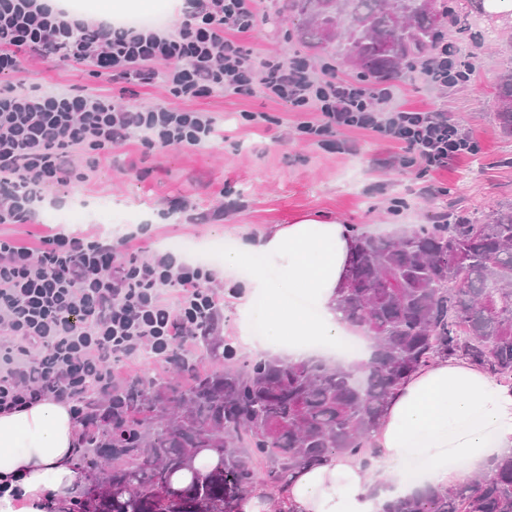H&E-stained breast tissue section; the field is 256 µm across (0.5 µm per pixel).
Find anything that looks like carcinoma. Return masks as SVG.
<instances>
[{
    "instance_id": "obj_1",
    "label": "carcinoma",
    "mask_w": 512,
    "mask_h": 512,
    "mask_svg": "<svg viewBox=\"0 0 512 512\" xmlns=\"http://www.w3.org/2000/svg\"><path fill=\"white\" fill-rule=\"evenodd\" d=\"M483 0H285L304 47L336 50L373 92L412 70L445 30ZM495 119L512 134V66L498 76ZM339 304L372 342L362 367L319 358H248L228 342L224 366L185 358L179 384L137 376L110 399L88 397L86 453L105 459L85 512H240L257 486L276 493L295 474L340 456L369 463L371 430L407 377L439 357L461 358L512 387V205L454 224H419L396 238L351 226ZM202 453L210 468L195 467ZM383 512H512V455L446 491L425 489Z\"/></svg>"
}]
</instances>
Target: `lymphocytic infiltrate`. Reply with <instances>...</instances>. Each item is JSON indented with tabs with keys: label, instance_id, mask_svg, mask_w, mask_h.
<instances>
[{
	"label": "lymphocytic infiltrate",
	"instance_id": "lymphocytic-infiltrate-1",
	"mask_svg": "<svg viewBox=\"0 0 512 512\" xmlns=\"http://www.w3.org/2000/svg\"><path fill=\"white\" fill-rule=\"evenodd\" d=\"M259 0H184L171 29L88 21L55 0H0V224H33L55 204L51 186L86 182L102 155L133 135L151 149H197L218 134L211 113L137 106L26 84L28 57H67L96 77L151 84L193 100L221 90L262 92L295 112L308 141L328 143L359 128L400 143L403 166L446 168L475 144L445 113L393 107L391 87L365 94L331 64L242 43ZM96 235L54 233L38 245L0 236V412L51 397L84 413L88 381L98 396L123 384V366L143 352L191 354L216 328L224 297L215 273L167 251L145 257Z\"/></svg>",
	"mask_w": 512,
	"mask_h": 512
}]
</instances>
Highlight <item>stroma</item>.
<instances>
[{
  "instance_id": "obj_1",
  "label": "stroma",
  "mask_w": 512,
  "mask_h": 512,
  "mask_svg": "<svg viewBox=\"0 0 512 512\" xmlns=\"http://www.w3.org/2000/svg\"><path fill=\"white\" fill-rule=\"evenodd\" d=\"M472 28L477 38L448 35L469 62L470 79L437 89L407 70L391 81L402 108L447 113L479 145L476 154L461 156L433 174L418 165L401 167L399 143L372 132L342 129L333 145L308 142L298 132L303 114L259 92L237 98L218 91L188 102L170 97L159 81L124 87L77 67L33 58L24 73L28 84L53 92L81 89L141 106L204 110L220 129L219 136L192 151L149 149L131 137L101 159L85 184L55 187L67 206L81 199L89 203L66 229L115 240L142 225L145 234L130 245L139 255L185 243L204 256L212 245L224 242L234 248L239 240L306 215L354 224L373 235H394L512 204V136L492 120L497 76L512 65V24L487 18ZM292 32L287 17L265 0L263 17L244 44L257 54L302 52ZM249 112L268 113L274 121L248 123L244 116ZM431 179L442 183L443 194H422ZM210 266L217 274L216 288L224 292V317L215 334L226 340L239 334L233 298L249 276L224 270L215 259Z\"/></svg>"
}]
</instances>
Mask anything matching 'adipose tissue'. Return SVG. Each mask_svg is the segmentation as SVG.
Listing matches in <instances>:
<instances>
[{
	"mask_svg": "<svg viewBox=\"0 0 512 512\" xmlns=\"http://www.w3.org/2000/svg\"><path fill=\"white\" fill-rule=\"evenodd\" d=\"M351 237L336 220L306 216L276 225L224 255L234 270L255 253L276 264L280 276H256L235 299L240 333L262 322L269 335H287L285 356L308 359L315 342L344 336L336 303ZM262 296L263 307L253 299ZM76 426L68 404L44 400L0 413V512H37L47 496H64L77 481L71 454ZM370 463L338 457L300 471L284 494L295 512H381L384 502L408 493L403 473L411 458L427 462L423 482L443 491L491 459L512 454V388L466 361L437 359L412 374L390 399L371 434Z\"/></svg>",
	"mask_w": 512,
	"mask_h": 512,
	"instance_id": "obj_1",
	"label": "adipose tissue"
}]
</instances>
